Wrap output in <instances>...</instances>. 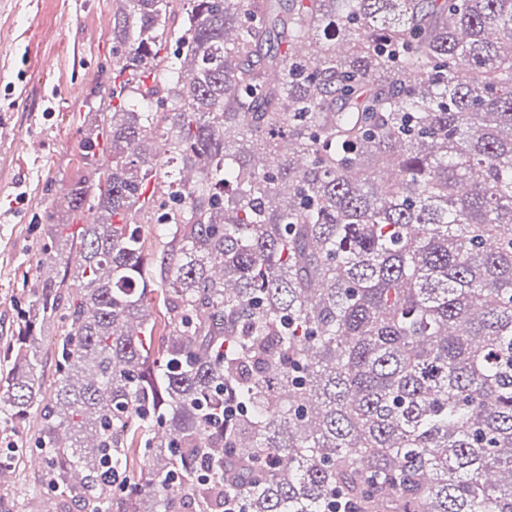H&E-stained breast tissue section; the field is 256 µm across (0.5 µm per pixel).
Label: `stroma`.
Segmentation results:
<instances>
[{
  "label": "stroma",
  "mask_w": 512,
  "mask_h": 512,
  "mask_svg": "<svg viewBox=\"0 0 512 512\" xmlns=\"http://www.w3.org/2000/svg\"><path fill=\"white\" fill-rule=\"evenodd\" d=\"M114 0H0V339L37 291L47 214L84 175L85 134L112 103ZM28 449L0 512H66Z\"/></svg>",
  "instance_id": "35a3bbf8"
}]
</instances>
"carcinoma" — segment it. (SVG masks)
I'll list each match as a JSON object with an SVG mask.
<instances>
[{
  "label": "carcinoma",
  "mask_w": 512,
  "mask_h": 512,
  "mask_svg": "<svg viewBox=\"0 0 512 512\" xmlns=\"http://www.w3.org/2000/svg\"><path fill=\"white\" fill-rule=\"evenodd\" d=\"M116 3L129 78L65 190L97 222L52 224L76 269L3 349L42 487L79 512H512V0ZM163 157L196 179L147 195Z\"/></svg>",
  "instance_id": "obj_1"
}]
</instances>
